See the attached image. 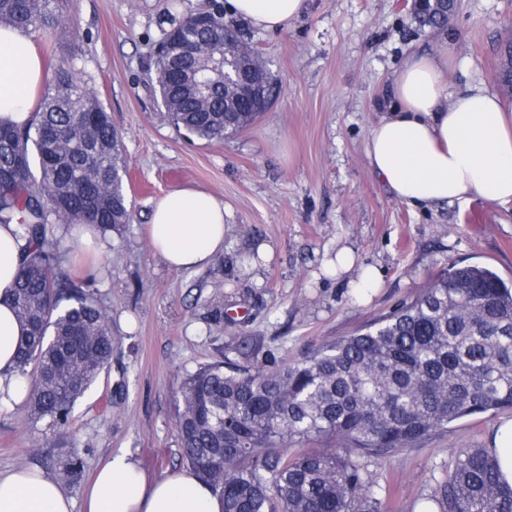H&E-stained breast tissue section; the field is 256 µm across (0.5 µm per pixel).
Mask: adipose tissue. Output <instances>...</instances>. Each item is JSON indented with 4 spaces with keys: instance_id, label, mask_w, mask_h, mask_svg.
<instances>
[{
    "instance_id": "ef3b65f1",
    "label": "adipose tissue",
    "mask_w": 512,
    "mask_h": 512,
    "mask_svg": "<svg viewBox=\"0 0 512 512\" xmlns=\"http://www.w3.org/2000/svg\"><path fill=\"white\" fill-rule=\"evenodd\" d=\"M306 0H226L225 10L266 32L287 30ZM448 53L419 54L393 85L399 106L366 139L369 168L391 194L413 206H465L480 197L512 203V106L485 87L450 90ZM47 77L30 33L0 26V124L32 123ZM222 198L182 188L153 203L150 242L168 268L210 264L224 250ZM27 243L0 224V408L19 400L17 351L24 334L12 294ZM73 498L50 474L14 468L0 474V512H74ZM84 512H224V502L195 471L148 473L123 453L100 465Z\"/></svg>"
}]
</instances>
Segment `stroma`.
I'll use <instances>...</instances> for the list:
<instances>
[{
    "mask_svg": "<svg viewBox=\"0 0 512 512\" xmlns=\"http://www.w3.org/2000/svg\"><path fill=\"white\" fill-rule=\"evenodd\" d=\"M204 0H73L38 45L48 71L75 60L125 151L130 221L93 253L61 240L63 271L95 289L117 340L112 361L76 404L67 433L0 410V472L48 470L59 448L84 462L67 492L82 502L94 469L132 454L151 474L180 468L175 392L185 372L223 358L247 365L301 361L416 298L449 263L479 264L512 281V206L474 199L422 208L391 195L365 155L373 126L395 107L391 89L417 53L450 52L448 84L481 83L512 103L500 80L512 41V0H459L446 29L413 21L414 0H307L279 33L244 25L278 79L270 109L236 134L199 140L176 129L147 85L170 14ZM182 187L223 198L224 251L175 272L147 235L155 199ZM348 246L378 268L380 288L356 301L347 281L319 276L325 253ZM508 411L466 417L395 454L363 457L384 512H422L457 453L483 448Z\"/></svg>",
    "mask_w": 512,
    "mask_h": 512,
    "instance_id": "1",
    "label": "stroma"
}]
</instances>
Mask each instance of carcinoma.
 Returning <instances> with one entry per match:
<instances>
[{
	"mask_svg": "<svg viewBox=\"0 0 512 512\" xmlns=\"http://www.w3.org/2000/svg\"><path fill=\"white\" fill-rule=\"evenodd\" d=\"M68 0H0V25L52 32ZM443 29L447 7L416 12ZM156 59L152 87L177 128L206 141L232 135L267 111L278 85L262 61L267 95L243 72L224 91L191 79L210 33L184 16ZM68 129L61 142L55 131ZM123 146L93 91L62 62L34 122L0 125V224L27 242L13 300L26 334L18 370L30 419L68 428L72 410L112 360L116 339L95 293L58 271L56 226L78 219L103 233L130 220ZM181 460L224 500V512H381L357 458L421 442L448 424L512 409V283L476 265H451L410 302L307 359L272 367L198 366L176 390ZM325 442L321 450L306 444ZM84 463L59 452L57 479ZM440 512H512V487L483 448L459 451L435 498Z\"/></svg>",
	"mask_w": 512,
	"mask_h": 512,
	"instance_id": "1",
	"label": "carcinoma"
}]
</instances>
